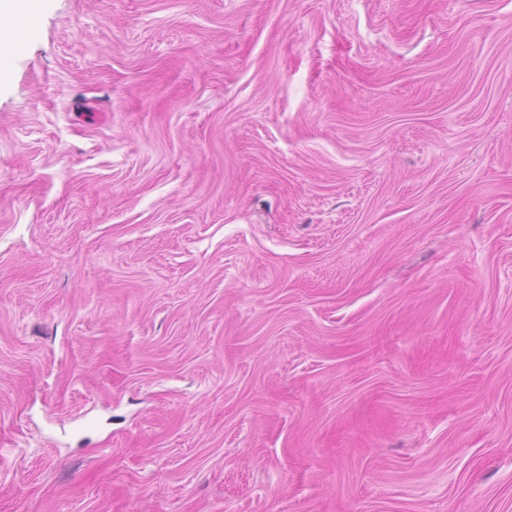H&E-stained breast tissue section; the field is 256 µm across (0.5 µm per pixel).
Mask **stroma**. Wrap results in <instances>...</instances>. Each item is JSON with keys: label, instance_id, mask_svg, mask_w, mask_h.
Listing matches in <instances>:
<instances>
[{"label": "stroma", "instance_id": "35a3bbf8", "mask_svg": "<svg viewBox=\"0 0 512 512\" xmlns=\"http://www.w3.org/2000/svg\"><path fill=\"white\" fill-rule=\"evenodd\" d=\"M0 512H512V0H48Z\"/></svg>", "mask_w": 512, "mask_h": 512}]
</instances>
